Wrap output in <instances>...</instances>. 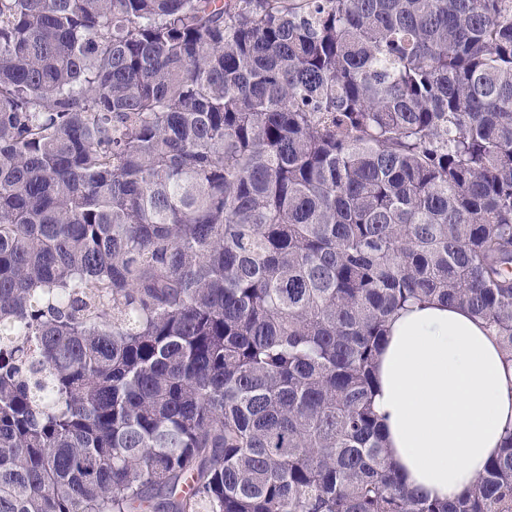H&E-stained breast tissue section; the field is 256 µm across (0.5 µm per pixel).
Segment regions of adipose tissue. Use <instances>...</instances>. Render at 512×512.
<instances>
[{
    "mask_svg": "<svg viewBox=\"0 0 512 512\" xmlns=\"http://www.w3.org/2000/svg\"><path fill=\"white\" fill-rule=\"evenodd\" d=\"M372 403L394 471L407 488L464 493L512 430V362L460 306L397 312L377 362Z\"/></svg>",
    "mask_w": 512,
    "mask_h": 512,
    "instance_id": "1",
    "label": "adipose tissue"
}]
</instances>
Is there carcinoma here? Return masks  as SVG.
Here are the masks:
<instances>
[{"instance_id":"carcinoma-1","label":"carcinoma","mask_w":512,"mask_h":512,"mask_svg":"<svg viewBox=\"0 0 512 512\" xmlns=\"http://www.w3.org/2000/svg\"><path fill=\"white\" fill-rule=\"evenodd\" d=\"M434 300L512 361V0H0V512H512L388 462Z\"/></svg>"}]
</instances>
